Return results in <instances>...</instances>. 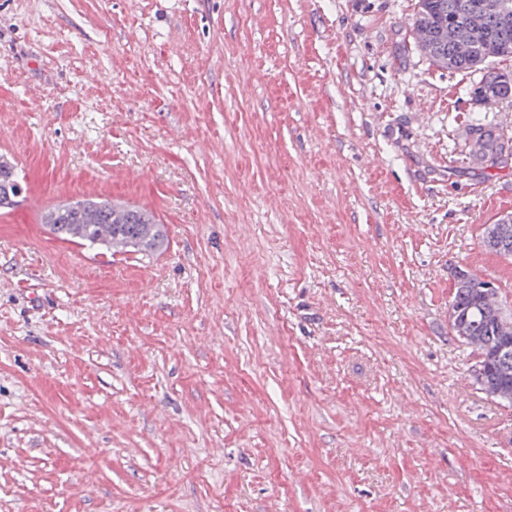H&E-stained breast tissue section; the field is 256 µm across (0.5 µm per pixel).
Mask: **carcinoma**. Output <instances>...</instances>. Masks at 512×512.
Listing matches in <instances>:
<instances>
[{
	"mask_svg": "<svg viewBox=\"0 0 512 512\" xmlns=\"http://www.w3.org/2000/svg\"><path fill=\"white\" fill-rule=\"evenodd\" d=\"M486 0H418L413 21L417 49L437 67L450 73L483 71L475 97L494 90L512 100V83L499 80L500 71L487 65L492 58L512 57V3L506 17L482 14ZM470 152L489 167L512 155V138L481 122L470 128ZM22 191L18 171L0 161V209L19 203ZM44 224L59 239L110 251L133 248L154 252L163 247L166 231L155 215L139 207L107 199H77L49 210ZM495 225L485 226L482 244L500 257L512 258L493 236ZM484 278L467 271L455 278L448 305V323L459 341L473 348L485 366L481 389L491 397L512 404V364L498 360L499 351L512 347V321L503 317L507 302L498 288H483Z\"/></svg>",
	"mask_w": 512,
	"mask_h": 512,
	"instance_id": "obj_1",
	"label": "carcinoma"
}]
</instances>
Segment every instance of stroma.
Returning <instances> with one entry per match:
<instances>
[{
	"label": "stroma",
	"instance_id": "obj_1",
	"mask_svg": "<svg viewBox=\"0 0 512 512\" xmlns=\"http://www.w3.org/2000/svg\"><path fill=\"white\" fill-rule=\"evenodd\" d=\"M417 0H0V512H512V405L453 336L512 303V102L414 47ZM152 211L153 254L43 225ZM469 144L470 153L479 156L489 167H497L504 156L512 155L511 137L478 121L471 125ZM18 171L7 161H0V209L11 208L18 204L22 191L18 181ZM455 277L452 298L448 305V323L454 336L473 348L485 366L481 389L491 397L512 404V360L503 365L498 353L504 346L512 350V321L503 317L507 301L502 299L498 287L486 283L485 278L470 271ZM490 288V289H488Z\"/></svg>",
	"mask_w": 512,
	"mask_h": 512
}]
</instances>
